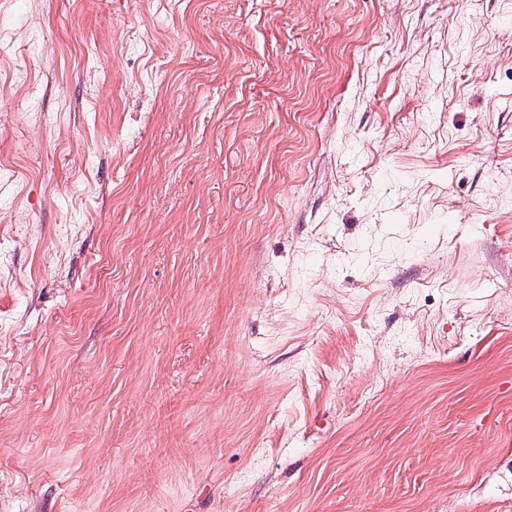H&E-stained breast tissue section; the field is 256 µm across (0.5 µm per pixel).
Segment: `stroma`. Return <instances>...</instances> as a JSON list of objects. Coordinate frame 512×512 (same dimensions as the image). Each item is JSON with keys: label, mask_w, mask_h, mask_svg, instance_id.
I'll list each match as a JSON object with an SVG mask.
<instances>
[{"label": "stroma", "mask_w": 512, "mask_h": 512, "mask_svg": "<svg viewBox=\"0 0 512 512\" xmlns=\"http://www.w3.org/2000/svg\"><path fill=\"white\" fill-rule=\"evenodd\" d=\"M0 512H512V0H0Z\"/></svg>", "instance_id": "35a3bbf8"}]
</instances>
